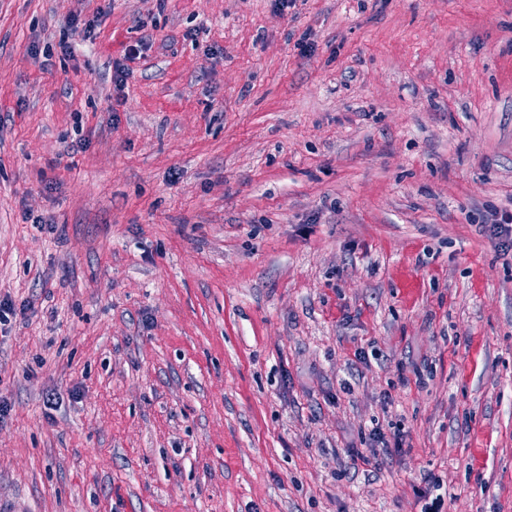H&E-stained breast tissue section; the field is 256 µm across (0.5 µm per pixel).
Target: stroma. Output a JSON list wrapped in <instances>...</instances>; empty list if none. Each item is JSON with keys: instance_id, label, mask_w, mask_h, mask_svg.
Returning <instances> with one entry per match:
<instances>
[{"instance_id": "obj_1", "label": "stroma", "mask_w": 512, "mask_h": 512, "mask_svg": "<svg viewBox=\"0 0 512 512\" xmlns=\"http://www.w3.org/2000/svg\"><path fill=\"white\" fill-rule=\"evenodd\" d=\"M510 207L512 0H0V512H512ZM481 224L484 225V231L489 229L491 239L512 251V210L494 209Z\"/></svg>"}]
</instances>
